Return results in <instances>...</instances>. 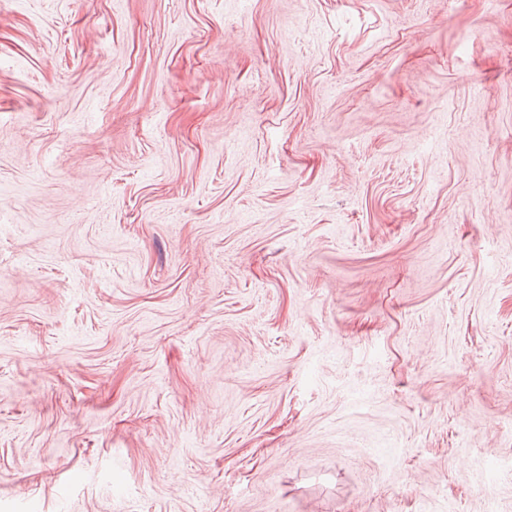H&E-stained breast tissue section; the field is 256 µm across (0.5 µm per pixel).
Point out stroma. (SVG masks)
<instances>
[{
	"mask_svg": "<svg viewBox=\"0 0 512 512\" xmlns=\"http://www.w3.org/2000/svg\"><path fill=\"white\" fill-rule=\"evenodd\" d=\"M0 512H512V0H0Z\"/></svg>",
	"mask_w": 512,
	"mask_h": 512,
	"instance_id": "35a3bbf8",
	"label": "stroma"
}]
</instances>
